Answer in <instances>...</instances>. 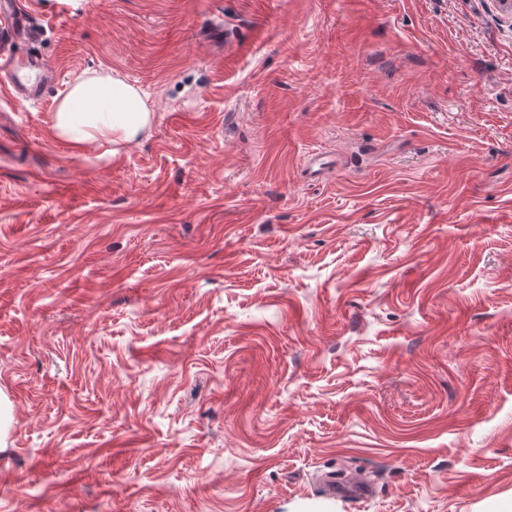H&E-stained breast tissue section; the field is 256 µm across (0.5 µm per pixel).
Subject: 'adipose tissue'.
Instances as JSON below:
<instances>
[{
  "instance_id": "1",
  "label": "adipose tissue",
  "mask_w": 512,
  "mask_h": 512,
  "mask_svg": "<svg viewBox=\"0 0 512 512\" xmlns=\"http://www.w3.org/2000/svg\"><path fill=\"white\" fill-rule=\"evenodd\" d=\"M152 116L140 90L108 69L84 73L67 87L54 117L55 133L71 144L111 146L134 141Z\"/></svg>"
}]
</instances>
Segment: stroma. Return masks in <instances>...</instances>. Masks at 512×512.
I'll return each mask as SVG.
<instances>
[{
  "mask_svg": "<svg viewBox=\"0 0 512 512\" xmlns=\"http://www.w3.org/2000/svg\"><path fill=\"white\" fill-rule=\"evenodd\" d=\"M26 5L57 75H0V512L512 498L500 0ZM99 68L153 112L112 156L52 129Z\"/></svg>",
  "mask_w": 512,
  "mask_h": 512,
  "instance_id": "obj_1",
  "label": "stroma"
}]
</instances>
